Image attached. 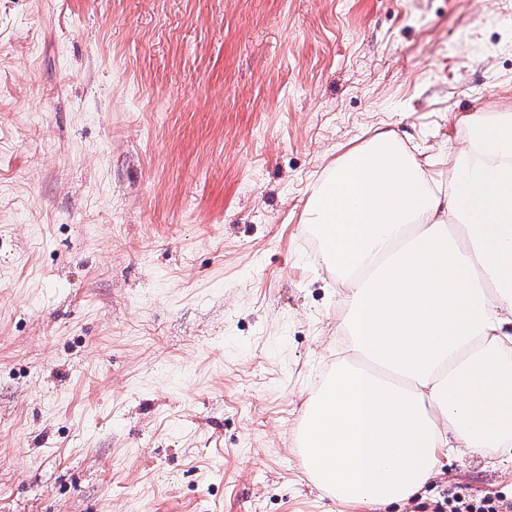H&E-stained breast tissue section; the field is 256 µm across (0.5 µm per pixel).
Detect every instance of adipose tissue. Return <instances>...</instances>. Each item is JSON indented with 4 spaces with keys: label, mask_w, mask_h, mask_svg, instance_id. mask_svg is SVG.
Here are the masks:
<instances>
[{
    "label": "adipose tissue",
    "mask_w": 512,
    "mask_h": 512,
    "mask_svg": "<svg viewBox=\"0 0 512 512\" xmlns=\"http://www.w3.org/2000/svg\"><path fill=\"white\" fill-rule=\"evenodd\" d=\"M460 121L447 189L381 134L309 199L354 356L304 401L297 446L339 503L384 512L464 449L512 461V107Z\"/></svg>",
    "instance_id": "ef3b65f1"
}]
</instances>
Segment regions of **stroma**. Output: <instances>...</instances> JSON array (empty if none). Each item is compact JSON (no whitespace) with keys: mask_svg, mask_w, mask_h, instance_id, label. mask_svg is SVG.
<instances>
[{"mask_svg":"<svg viewBox=\"0 0 512 512\" xmlns=\"http://www.w3.org/2000/svg\"><path fill=\"white\" fill-rule=\"evenodd\" d=\"M506 103L512 0H0V512H372L296 451L348 352L305 209L382 133L447 183ZM457 490L512 464L387 512Z\"/></svg>","mask_w":512,"mask_h":512,"instance_id":"35a3bbf8","label":"stroma"}]
</instances>
